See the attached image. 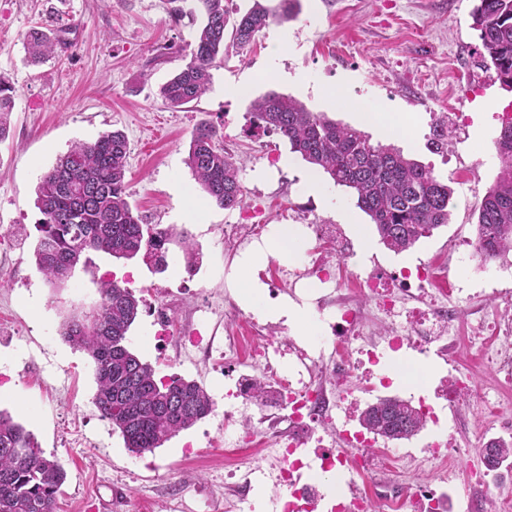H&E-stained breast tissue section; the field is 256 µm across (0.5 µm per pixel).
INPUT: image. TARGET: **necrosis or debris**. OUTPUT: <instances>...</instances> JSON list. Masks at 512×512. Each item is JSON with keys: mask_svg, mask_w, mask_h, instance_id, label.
Masks as SVG:
<instances>
[{"mask_svg": "<svg viewBox=\"0 0 512 512\" xmlns=\"http://www.w3.org/2000/svg\"><path fill=\"white\" fill-rule=\"evenodd\" d=\"M305 229L313 253L320 256L311 267L313 275L321 283L335 285L339 295L330 333L317 337L314 348L274 339L256 345L254 339L263 323L241 315L229 303L224 306L225 336L220 348L214 347L202 326L172 324L170 302H159L152 311L155 340L176 342L180 350L206 357L233 379L219 431L225 442L269 449L278 463L275 485L280 495L274 505L280 512H317L334 473L352 465L363 472L371 470L374 448H381L395 464L411 462L410 451L382 447L379 438L356 425L351 413L352 405L377 386H388V377L375 372L385 352L405 347L427 349L436 337L462 323L470 324V343L478 347L483 344L486 326L506 336L512 334V322L498 315L489 325L473 322L471 311L458 305L460 289L441 259L424 260L414 270L397 275L376 268L344 277L338 272L337 260L348 252L349 243L341 228L312 222ZM367 302L387 324L385 335L375 343L366 340L363 305ZM288 355L296 361L297 371L278 373L277 364ZM259 378L267 379L271 386L275 414H268L269 406L252 397L251 385ZM473 392L471 374L455 366L448 385L437 388L435 401L420 399L419 412L435 425L422 445L423 461L443 463L448 458L449 435L437 427V400L453 405ZM336 429L345 435L344 447L322 455L316 465L321 470L319 477L303 479L302 469L314 466L306 448ZM405 503L404 497L381 487L372 497L336 501L330 512H404Z\"/></svg>", "mask_w": 512, "mask_h": 512, "instance_id": "obj_1", "label": "necrosis or debris"}]
</instances>
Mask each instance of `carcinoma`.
I'll return each mask as SVG.
<instances>
[{
	"instance_id": "1",
	"label": "carcinoma",
	"mask_w": 512,
	"mask_h": 512,
	"mask_svg": "<svg viewBox=\"0 0 512 512\" xmlns=\"http://www.w3.org/2000/svg\"><path fill=\"white\" fill-rule=\"evenodd\" d=\"M174 17L198 14L202 21L185 67L160 88L162 100L180 107L198 99L211 81L210 70L228 47L247 50L270 23H284L298 14L299 0H279L272 8L255 5L232 20L224 0H168ZM482 48L493 67V79L512 90V0H479L473 12ZM230 45H224L227 26ZM67 27L56 26L27 36L29 60L38 64L52 56ZM14 108L11 86L0 79V142L8 132ZM250 123L285 138L290 150L327 174L335 184L352 190L358 207L375 225L381 242L404 252L433 230L448 223L450 188L431 169L404 156L392 145L373 144L366 133L324 112H312L298 100L277 92L255 99ZM223 135L202 122L191 134L186 164L201 189L218 207L244 203L239 168L224 150ZM495 148L502 166L492 187L478 203L479 254L485 259L512 250V121L502 124ZM128 142L115 130L93 142L78 141L41 177L37 207L42 215L34 249L38 271L53 285L72 276L87 254L117 259L142 258L153 273L168 266L169 246H178L185 267L199 263V249L183 227L148 224L128 201ZM99 300L87 311L70 316L61 336L86 352L94 364V404L125 447L142 454L163 446L212 410L208 392L193 380L156 378L155 368L130 347L128 333L141 300L134 289L106 280ZM361 425L396 442L408 440L424 427L408 401L387 397L359 414ZM512 459V440L484 446L489 455ZM66 473L46 456L33 433L0 411V512H55Z\"/></svg>"
}]
</instances>
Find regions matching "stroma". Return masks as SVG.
Segmentation results:
<instances>
[{"label": "stroma", "instance_id": "1", "mask_svg": "<svg viewBox=\"0 0 512 512\" xmlns=\"http://www.w3.org/2000/svg\"><path fill=\"white\" fill-rule=\"evenodd\" d=\"M298 17L282 23L289 43L272 56L273 27L264 28L247 53L229 55L211 70L208 90L196 101L172 108L160 87L188 63L185 47L193 41L199 18H172L167 0H0V79L8 82L14 109L8 138L0 143V371L11 377L0 387V409L32 431L46 455L55 456L67 473L57 512H101L100 501L120 491L119 512H230L234 499L224 489L227 468L255 455L252 447H225L218 434L224 417V376L206 360L179 358L174 344H155L156 328L148 309L132 325L131 349L152 364L158 376L198 381L212 396L214 408L192 428L162 447L140 455L125 448L121 435L103 419L93 398L94 364L84 352L66 344L60 329L77 308L98 298L103 279L123 280L134 273L135 288L171 289L179 302L174 323L206 316L216 345L224 343L223 314L206 313L208 294H229L240 311H257L241 296L240 275L267 291L281 270H298L295 287L282 289L277 303L259 311L263 323L284 327L297 344L308 345L283 307L318 314L329 289L307 276L310 261L274 256L255 264L246 259L258 243L241 249L224 244V227L239 223L242 210L208 203L203 217L191 216L175 184L195 196L203 191L186 164L191 133L209 122L224 131V147L238 162L248 208L262 207L268 224L301 228L305 220L338 224L343 215L352 244L359 229L374 233L369 216L353 192L324 180V192L310 194L304 184L309 165L290 156L288 142L277 133L249 123L253 99L276 91L301 101L310 111L356 125L355 106L393 107L404 112L410 138L401 150L432 167L452 194L446 225L420 239L408 252L394 254L376 244L370 256L344 258L346 272L373 265L407 270L434 252L454 248L463 238L476 239L477 202L494 184L501 163L494 139L501 114L512 111V92L494 82L472 13L477 0H300ZM58 8L74 29L67 45L42 64L31 65L25 49L28 32L50 8ZM275 64L306 76L307 88L277 80L252 86L243 96L225 88L247 71ZM345 87L347 106L337 107L325 92ZM120 130L129 143V201L144 219L161 226L186 228L198 244L201 272L186 274L183 254L171 248L167 271L154 274L136 260L93 253L77 267L65 286L56 288L37 271L33 247L41 215L35 205L38 182L73 142L92 141ZM291 157V156H290ZM481 351L457 328L446 346L431 355L430 374L420 387L394 382L386 396L417 401L432 396L449 373L447 361L470 365L477 390L456 420L453 437L467 448L451 457L454 503L465 505L472 491L471 452L480 436L495 426L481 405L479 391L497 386L495 373L480 363ZM194 440V454L183 451Z\"/></svg>", "mask_w": 512, "mask_h": 512}]
</instances>
